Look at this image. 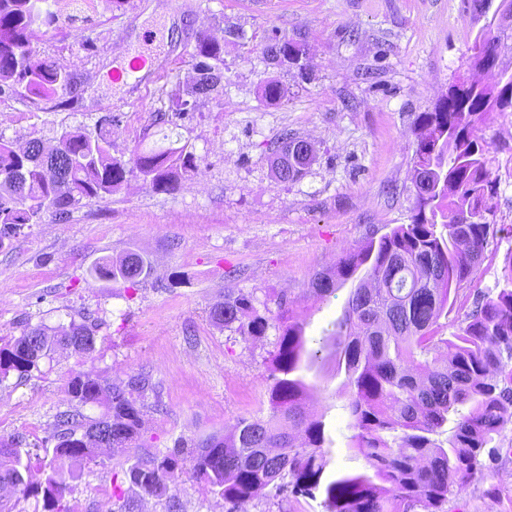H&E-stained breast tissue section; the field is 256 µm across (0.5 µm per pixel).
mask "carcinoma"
<instances>
[{
    "label": "carcinoma",
    "instance_id": "obj_1",
    "mask_svg": "<svg viewBox=\"0 0 512 512\" xmlns=\"http://www.w3.org/2000/svg\"><path fill=\"white\" fill-rule=\"evenodd\" d=\"M55 22L48 0H0V94L20 93L38 104L68 91V71L33 42L35 29ZM267 42L277 44L280 65H297L306 55L302 42L276 34ZM488 52L512 54L511 27L479 30L471 71H480ZM223 54L217 39L197 38L195 82L185 95H175L172 115L159 114L157 123L184 116L197 100L223 86L224 72L212 65ZM263 95L284 100L288 86L271 79ZM507 105L494 82L471 77L450 85L432 111L417 117L411 222L343 251L336 271L317 274L312 281L323 298L357 280L331 333L336 346L331 371L344 374V410L353 429L347 448L363 457L365 468L338 471L324 480L332 439L323 416L306 409L309 384L303 375L318 351L307 349L303 327L290 321L281 326L269 368L270 416L242 418L231 434L195 444L188 469L177 464L185 442L175 441L166 454L131 468L133 485L174 499L172 491L189 474L240 509L273 485L295 496L323 488L326 512H412L417 506L444 512L448 494L482 471L484 449L512 425V252L503 261L502 287L483 296L456 332L443 336L439 323L484 258L488 200L497 178L479 130ZM55 141L48 146L35 138L20 148L0 138V248L23 226L110 195L134 173L155 190L170 192L195 166L185 145L159 151L136 147L127 160L114 157L112 131L101 126L93 132L64 129ZM304 144L286 138L273 152L270 166L278 181L294 183L307 174L315 155ZM150 273L149 262L135 252L106 256L90 269L94 277L123 288L138 286ZM255 302L251 295L227 291L212 308L211 320L242 336H263L270 323ZM97 329L93 320L61 331L29 326L0 346V376L29 374L57 346L90 355ZM149 388L142 374L120 384L73 377L67 393L75 406L57 416L51 473L42 482L32 481V451L0 438V486L24 499L40 494L49 512H67L62 504L70 490L66 465L94 459L99 450L95 440L107 430L112 431V447H130L140 434L143 404L137 397ZM88 404L103 407L101 415L83 414L80 407ZM451 420V435L438 439Z\"/></svg>",
    "mask_w": 512,
    "mask_h": 512
}]
</instances>
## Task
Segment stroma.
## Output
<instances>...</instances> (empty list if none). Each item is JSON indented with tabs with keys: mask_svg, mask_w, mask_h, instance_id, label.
I'll return each instance as SVG.
<instances>
[{
	"mask_svg": "<svg viewBox=\"0 0 512 512\" xmlns=\"http://www.w3.org/2000/svg\"><path fill=\"white\" fill-rule=\"evenodd\" d=\"M56 30L36 29L45 53L77 77L73 93L34 105L0 96V136L15 144L52 141L61 128L89 131L112 123L113 155L134 147L186 145L196 156L179 188L155 191L131 176L116 194L78 206L66 218L44 216L0 248V340L30 326H69L92 313L100 329L91 355L55 349L28 376L0 379V437L37 451L33 481L50 471L55 416L69 403L67 384L88 374L111 383L147 374L140 438L128 448L101 449L77 466L64 503L69 512H115L118 499L135 512H168L167 498L144 494L129 478L137 459L166 453L176 440L193 444L230 431L237 420L270 412L268 378L281 315L304 325L319 360L308 372L310 409L323 416L334 443L328 474L364 461L348 459L343 380L327 368L335 351L333 324L351 290L343 284L320 298L313 276L334 270L342 252L408 223L413 196L408 171L415 122L449 85L467 74L485 20L468 0H50ZM245 39L229 36V27ZM306 45L309 79L265 59L270 31ZM223 41L224 87L200 101L177 125L159 124L175 91L196 75L199 33ZM157 51L160 74L116 83L112 68L130 54ZM288 97L267 102L269 79ZM512 112L480 130L490 145L497 191L485 259L440 322L454 319L495 292L512 252V140L502 131ZM290 132L317 153L293 184L276 181L269 157ZM141 253L151 276L132 289L90 276L101 257ZM233 289L267 305L270 327L253 340L218 327L212 306ZM496 459L483 478L454 489L447 512H512V426L496 438ZM181 512H233L202 482L185 478ZM323 491L293 496L266 488L247 512H325Z\"/></svg>",
	"mask_w": 512,
	"mask_h": 512,
	"instance_id": "obj_1",
	"label": "stroma"
}]
</instances>
